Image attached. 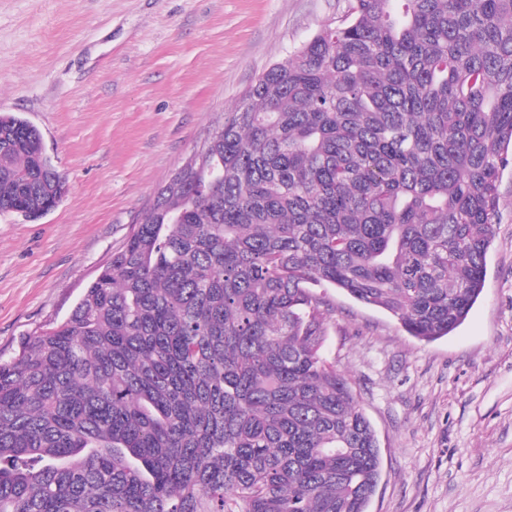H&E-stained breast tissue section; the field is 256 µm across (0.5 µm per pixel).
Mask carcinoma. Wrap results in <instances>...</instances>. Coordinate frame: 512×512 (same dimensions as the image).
Wrapping results in <instances>:
<instances>
[{"instance_id":"obj_1","label":"carcinoma","mask_w":512,"mask_h":512,"mask_svg":"<svg viewBox=\"0 0 512 512\" xmlns=\"http://www.w3.org/2000/svg\"><path fill=\"white\" fill-rule=\"evenodd\" d=\"M202 148L0 359V512H368L380 444L313 288L426 342L465 320L512 170V0H350ZM66 191L0 113V213Z\"/></svg>"}]
</instances>
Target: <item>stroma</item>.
<instances>
[{
    "label": "stroma",
    "mask_w": 512,
    "mask_h": 512,
    "mask_svg": "<svg viewBox=\"0 0 512 512\" xmlns=\"http://www.w3.org/2000/svg\"><path fill=\"white\" fill-rule=\"evenodd\" d=\"M347 0H0V113L42 133L67 193L0 213V358L66 318L158 187ZM484 288L441 339L333 288L325 357L381 451L368 512H512V170Z\"/></svg>",
    "instance_id": "35a3bbf8"
}]
</instances>
